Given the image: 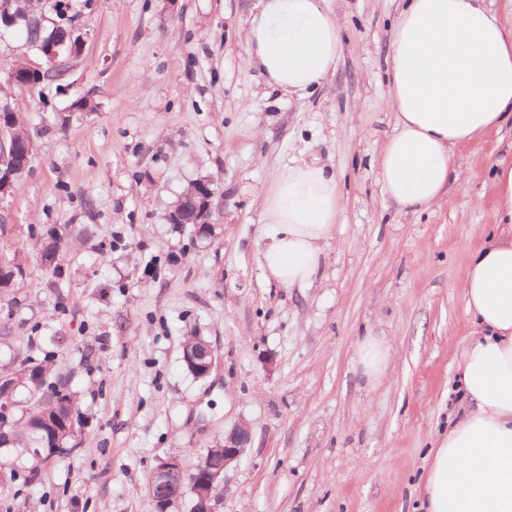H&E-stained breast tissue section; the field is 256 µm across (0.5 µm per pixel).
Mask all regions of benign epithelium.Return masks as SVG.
<instances>
[{"label":"benign epithelium","instance_id":"obj_1","mask_svg":"<svg viewBox=\"0 0 512 512\" xmlns=\"http://www.w3.org/2000/svg\"><path fill=\"white\" fill-rule=\"evenodd\" d=\"M38 51L60 65L74 56V49L53 39L40 45ZM184 360L209 374L215 366L216 356L210 344L198 340L184 349ZM250 442L251 432L247 426L234 427L224 436L223 444L207 450V462L189 474L177 457L160 461L148 481V494L155 512H168L172 503L181 498L182 487L186 485L196 487L198 495L192 512H218L217 490L224 484V473L239 460Z\"/></svg>","mask_w":512,"mask_h":512}]
</instances>
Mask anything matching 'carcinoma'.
I'll list each match as a JSON object with an SVG mask.
<instances>
[{
  "instance_id": "cac0c4a2",
  "label": "carcinoma",
  "mask_w": 512,
  "mask_h": 512,
  "mask_svg": "<svg viewBox=\"0 0 512 512\" xmlns=\"http://www.w3.org/2000/svg\"><path fill=\"white\" fill-rule=\"evenodd\" d=\"M18 13L30 10L43 19V24H30L25 20L13 27L21 35L24 44L31 48L47 37L71 39V26L74 16L66 15L61 0H38V5L28 6L26 0L14 4ZM0 124L9 127L10 137L15 145L14 164L30 168L33 149L30 147V133L24 119L12 114V109L0 110ZM200 183L190 186L179 200L175 211L181 223L192 228L195 236L207 237L212 225L205 223L209 216L201 215L196 208V198ZM71 225L53 226L41 236L39 248L57 253L69 239ZM26 276L24 264L17 257L0 253V291L10 292ZM71 373L55 368L49 357L35 359L25 357L15 368H0V406L5 404L18 408L16 395L25 390L33 399L31 411L23 423L16 416L9 420L0 419V446H16L23 449L31 466L26 480H32L49 458L37 453L39 448H74L78 445V431L73 428L75 397L69 387Z\"/></svg>"
}]
</instances>
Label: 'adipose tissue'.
<instances>
[{"instance_id":"adipose-tissue-1","label":"adipose tissue","mask_w":512,"mask_h":512,"mask_svg":"<svg viewBox=\"0 0 512 512\" xmlns=\"http://www.w3.org/2000/svg\"><path fill=\"white\" fill-rule=\"evenodd\" d=\"M243 38L250 63L290 94L320 84L342 51L341 21L326 0H259ZM389 73L396 127L379 156V179L402 209H426L459 178L455 149L512 116V25L498 22L486 0H405ZM493 186L494 231L463 282L477 333L457 360L467 406L431 450L424 512H512V165L497 166ZM343 208L333 170L314 160L284 166L262 192L266 278L310 283ZM390 360L384 339H359L356 362L367 382Z\"/></svg>"}]
</instances>
